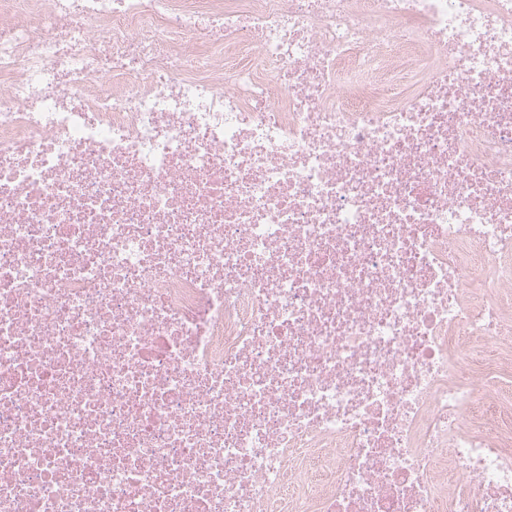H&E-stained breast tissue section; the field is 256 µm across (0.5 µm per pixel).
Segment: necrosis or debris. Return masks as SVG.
Returning <instances> with one entry per match:
<instances>
[{
	"instance_id": "obj_1",
	"label": "necrosis or debris",
	"mask_w": 512,
	"mask_h": 512,
	"mask_svg": "<svg viewBox=\"0 0 512 512\" xmlns=\"http://www.w3.org/2000/svg\"><path fill=\"white\" fill-rule=\"evenodd\" d=\"M0 512H512V0H0Z\"/></svg>"
}]
</instances>
